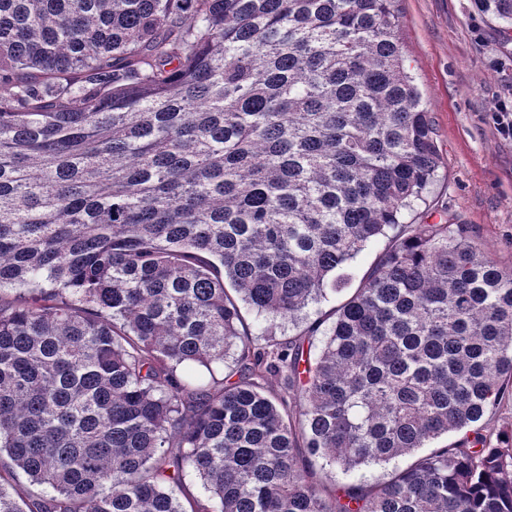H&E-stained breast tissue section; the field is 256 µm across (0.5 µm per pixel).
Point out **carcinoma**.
<instances>
[{
    "mask_svg": "<svg viewBox=\"0 0 512 512\" xmlns=\"http://www.w3.org/2000/svg\"><path fill=\"white\" fill-rule=\"evenodd\" d=\"M395 3L0 0V512H512V269L402 222L439 154ZM379 249L371 248L365 250L361 253L355 262L353 263L354 271L356 273V277L352 282L351 288L344 293L341 294H333L328 292L325 299H322L321 302L315 305L311 309V321L316 318H322L324 320L323 325L320 328V331L316 336H302L305 339V347H307V341L313 342L312 352H315L314 346L319 345V341L322 338V332L327 329L332 321V312L333 310L348 296L350 295L355 288H357L360 279L362 276L371 268V266L376 261L378 256Z\"/></svg>",
    "mask_w": 512,
    "mask_h": 512,
    "instance_id": "carcinoma-1",
    "label": "carcinoma"
}]
</instances>
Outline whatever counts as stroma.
I'll list each match as a JSON object with an SVG mask.
<instances>
[{
	"mask_svg": "<svg viewBox=\"0 0 512 512\" xmlns=\"http://www.w3.org/2000/svg\"><path fill=\"white\" fill-rule=\"evenodd\" d=\"M407 63L432 116L438 178L416 215L472 229L475 245L512 267V139L490 109L512 92V29L477 0H397Z\"/></svg>",
	"mask_w": 512,
	"mask_h": 512,
	"instance_id": "1",
	"label": "stroma"
}]
</instances>
